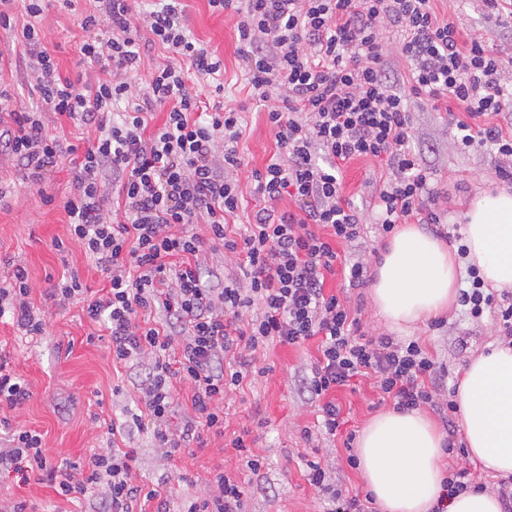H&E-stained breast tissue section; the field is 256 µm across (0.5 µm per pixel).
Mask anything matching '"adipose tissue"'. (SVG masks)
Listing matches in <instances>:
<instances>
[{
    "label": "adipose tissue",
    "mask_w": 512,
    "mask_h": 512,
    "mask_svg": "<svg viewBox=\"0 0 512 512\" xmlns=\"http://www.w3.org/2000/svg\"><path fill=\"white\" fill-rule=\"evenodd\" d=\"M466 256L406 224L390 239L375 266L372 300L393 329L405 331L436 319L456 301L458 275L476 266L492 288H512V193L478 196L464 215ZM457 396L466 452L490 471L512 475V346L489 347L461 369ZM444 433L419 409H388L360 433L358 463L380 512H502L497 494L475 488L443 499L448 476Z\"/></svg>",
    "instance_id": "ef3b65f1"
}]
</instances>
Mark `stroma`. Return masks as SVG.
Masks as SVG:
<instances>
[{"label":"stroma","instance_id":"1","mask_svg":"<svg viewBox=\"0 0 512 512\" xmlns=\"http://www.w3.org/2000/svg\"><path fill=\"white\" fill-rule=\"evenodd\" d=\"M179 3L190 33L216 51L224 63L223 99L243 108L244 135L239 148L247 166L229 174L243 195L244 204L236 217L243 224L264 205L254 192L250 171L264 166L276 142L263 107L250 95L246 67L237 53L236 17L214 11L208 0ZM92 8L91 0H76L70 9L59 0H46L40 16L33 18L22 0H14L10 8L13 27L0 29V87L26 103L38 97L22 64L23 50L14 44L16 34L30 23L41 30L63 74L73 79L89 77L91 69L79 53L86 38L79 20ZM435 9L448 15L463 33L483 35L490 55L512 61V18L491 15L480 0H436ZM460 112L453 100L439 110L424 101L411 110L412 145L444 197L449 231L445 241L449 244L461 232V213L478 189L500 183L495 174L497 158L490 148L477 145L464 151L458 147L451 117ZM70 168L68 158H61L35 184L15 161L0 159V275L12 265L25 267L32 285L30 302L49 320L42 336H28L11 322H0V355L9 358L32 392L15 418L41 434L57 472L110 445L137 449L133 482L158 489L170 512H179L186 498L204 492L219 468L241 485L244 512H325L326 499L307 481L312 461L329 470L342 491L366 494L359 468L349 464L346 439L359 434L374 415L393 407L394 401L380 393L375 376L355 377L333 394L343 425L336 437L322 434L316 404L300 391L302 377L309 374L319 355L315 338L296 346L276 341L261 344L254 354L252 374L224 397L223 434L202 433L171 458L161 456L154 440L155 422L138 392L143 368L113 362L109 338L102 335L100 326L88 320L80 305L62 307L51 296L52 289L73 269L79 271L88 297H99L106 286L93 259L78 247L61 253L52 246L54 239L69 237L64 203L74 191ZM386 175L385 168L366 158L344 163L340 172L342 195L362 210L365 222L359 237L339 244L337 251L369 268L388 240L369 206L373 182ZM326 289L356 311L366 337L389 335L397 343L418 342L443 364V385L425 407L438 423L448 412L458 371L471 356L501 339L492 317L475 322L457 307L442 321H422L410 332L392 333L374 309L370 286L349 287L338 273L328 276ZM115 423L121 424L120 433H111ZM243 432L252 453L263 462L259 472H251L244 456L231 445ZM446 438L451 471L466 470L469 481L493 492L502 485L512 486V476H496L463 453L462 429L447 432ZM0 498L27 500L31 512H99L95 494L60 496L37 470L23 479L1 475Z\"/></svg>","mask_w":512,"mask_h":512}]
</instances>
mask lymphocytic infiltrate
Returning a JSON list of instances; mask_svg holds the SVG:
<instances>
[{"label": "lymphocytic infiltrate", "instance_id": "obj_1", "mask_svg": "<svg viewBox=\"0 0 512 512\" xmlns=\"http://www.w3.org/2000/svg\"><path fill=\"white\" fill-rule=\"evenodd\" d=\"M211 7L238 17L237 52L245 61L252 97L263 106L277 151L264 168L251 172L266 207L252 220L230 229L241 197L228 170L244 165L239 108L207 104L192 91L196 78H211L216 92L223 62L195 39L180 19L176 0L138 11L132 0H101L80 20L89 37L80 52L98 75L86 81L62 76L34 25L21 31L25 68L36 81L40 101L26 106L0 91V112L12 123L0 125V154L22 165L31 181H41L61 153L74 155L75 194L65 204L68 240L93 258L108 285L100 297L85 299L78 272L55 290L59 303L84 300L87 317L106 330L117 363L145 364L140 384L144 404L158 423L154 439L171 456L197 430H224V394L239 387L252 364L251 352L268 339L297 345L320 337V354L303 380L310 398L322 399L323 427L336 434L340 409L329 395L354 377L375 375L380 391L397 408L416 409L432 400L445 370L417 342L390 337L367 339L351 309L326 291L335 273L337 244L355 240L363 214L342 198L338 177L343 163L357 158L381 162L390 179L374 191L373 207L383 232L417 218L443 224L441 195L430 173L410 147L412 100L433 103L451 98L465 112L455 120L457 143L480 144L499 158L495 173L512 179V127L495 118L512 112V84L501 61L488 55L481 37L462 41L455 24L440 17L433 0H209ZM401 31L397 50L410 65L407 82L385 72L384 29ZM106 30L99 41L94 33ZM169 54L145 88L134 79L144 64L141 34ZM124 103L119 120L105 112ZM162 126L150 128L157 110ZM51 112L94 129L85 151L61 146L47 133ZM290 197L298 210H279L274 200ZM206 225L213 242L241 271L240 277L214 278L200 258L201 242L191 232ZM31 284L15 266L0 281V319L30 336L43 335L44 316L28 301ZM459 304L473 321L492 314L504 336L512 335V303L494 307L476 266ZM161 312L163 322H139V315ZM182 337L178 358L168 350ZM193 389V418L182 433L168 424L174 380ZM29 385L0 357V473L45 471L62 496L97 491L105 512H130L138 499L157 501L158 489L133 485L136 449L109 448L70 465L57 475L36 431L11 424L10 412L31 397ZM308 481L329 494L328 512H370L367 499L330 486L319 463L309 465ZM181 512H242L235 480L216 471L209 488L186 499Z\"/></svg>", "mask_w": 512, "mask_h": 512}]
</instances>
